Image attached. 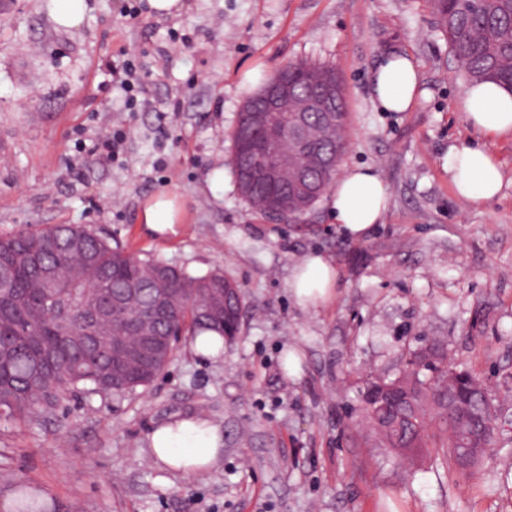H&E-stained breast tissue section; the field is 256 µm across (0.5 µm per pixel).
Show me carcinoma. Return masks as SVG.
I'll return each instance as SVG.
<instances>
[{
  "mask_svg": "<svg viewBox=\"0 0 512 512\" xmlns=\"http://www.w3.org/2000/svg\"><path fill=\"white\" fill-rule=\"evenodd\" d=\"M438 31L470 84L495 82L512 91V0H430ZM288 74L300 85L330 84L335 90V123L305 115L312 147L342 160L348 147L349 112L336 73L305 61L288 64ZM231 165L243 198L262 214L299 217L307 213L336 177V170L303 167L298 177L313 183L317 195L286 197L268 189L261 170L242 144L241 131L232 132ZM60 283L50 297L42 288L46 274ZM224 273L215 270L193 276L151 256H133L93 231L72 224L36 230L0 232V422L21 425L37 413H50L75 392L121 397L145 388L170 363L150 359H119L112 355V337L141 336L145 307L160 289L168 291L169 313L154 325L156 336L197 335L213 329L224 333ZM139 289L136 300L112 314L109 334L93 340L81 334L93 304L110 305L127 290ZM419 390H431L439 406L448 399V371L437 366L418 373ZM470 417L488 424L496 418L486 412L480 394L470 401ZM386 420L399 421L392 438L419 439L422 449L446 435L453 461L465 444V431L448 432L442 414L427 418L418 394L392 403ZM17 512H44L32 493L21 491Z\"/></svg>",
  "mask_w": 512,
  "mask_h": 512,
  "instance_id": "obj_1",
  "label": "carcinoma"
}]
</instances>
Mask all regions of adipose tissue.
<instances>
[{"label": "adipose tissue", "instance_id": "obj_1", "mask_svg": "<svg viewBox=\"0 0 512 512\" xmlns=\"http://www.w3.org/2000/svg\"><path fill=\"white\" fill-rule=\"evenodd\" d=\"M419 72L406 54L386 55L376 67L371 98L385 112H407L417 102ZM463 109L468 120L485 133H512V92L484 82L467 86ZM444 166L456 194L480 204L495 198L502 186L500 164L484 148L453 147ZM330 209L337 224L351 238H363L381 222L389 204V191L373 168L349 167L336 181ZM138 220L150 234H177L183 222V206L175 195L161 192L147 199ZM336 286V268L325 254L314 252L293 269L289 287L299 304L316 307L328 301ZM218 428L198 415L176 414L156 425L147 436L149 459L157 466L189 477L215 467L222 453Z\"/></svg>", "mask_w": 512, "mask_h": 512}]
</instances>
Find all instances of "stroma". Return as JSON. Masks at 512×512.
<instances>
[{
	"instance_id": "35a3bbf8",
	"label": "stroma",
	"mask_w": 512,
	"mask_h": 512,
	"mask_svg": "<svg viewBox=\"0 0 512 512\" xmlns=\"http://www.w3.org/2000/svg\"><path fill=\"white\" fill-rule=\"evenodd\" d=\"M138 3L87 0L82 27L65 30L49 0H0V229L80 224L192 275L223 270L243 291L240 333L219 361L186 338L148 387L78 393L25 426L0 424V503L24 482L48 512H512V134L467 122L466 83L425 0H186L177 17L127 16ZM123 47L141 90L109 80ZM392 52L418 66L408 112L371 99ZM301 60L342 82L343 165L371 166L389 189L364 238L344 234L325 195L296 222L257 214L228 164L246 99ZM116 129L124 150L100 161L91 148ZM463 145L500 162L494 199L455 194L443 158ZM160 192L184 208L167 239L138 222ZM315 251L336 267V294L305 308L288 280ZM433 342L498 408V438L471 475L441 447L419 466L390 455L361 409L367 379L397 375ZM175 414L219 428L208 474L147 458L148 432Z\"/></svg>"
}]
</instances>
